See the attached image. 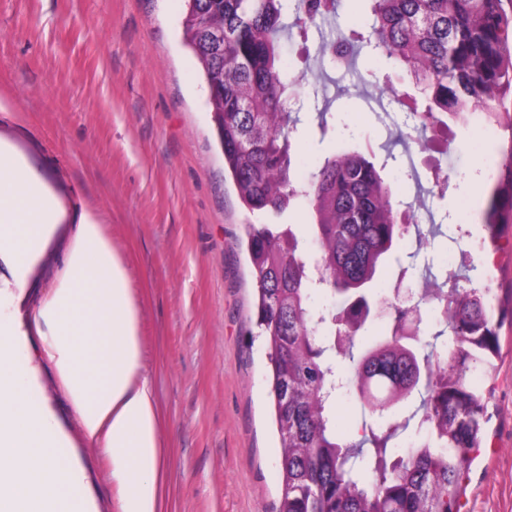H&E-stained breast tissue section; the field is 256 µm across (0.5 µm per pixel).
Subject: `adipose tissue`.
I'll use <instances>...</instances> for the list:
<instances>
[{
    "mask_svg": "<svg viewBox=\"0 0 512 512\" xmlns=\"http://www.w3.org/2000/svg\"><path fill=\"white\" fill-rule=\"evenodd\" d=\"M42 173L0 139V262L34 265L65 220ZM46 354L87 443L112 458L122 512H157L161 470L154 389L143 373L129 273L96 215L82 212L54 288L35 315ZM19 328L0 324V512H86L49 406L31 398L37 369L21 361Z\"/></svg>",
    "mask_w": 512,
    "mask_h": 512,
    "instance_id": "obj_1",
    "label": "adipose tissue"
}]
</instances>
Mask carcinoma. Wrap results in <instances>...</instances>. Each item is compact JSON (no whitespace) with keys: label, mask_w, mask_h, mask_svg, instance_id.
Listing matches in <instances>:
<instances>
[{"label":"carcinoma","mask_w":512,"mask_h":512,"mask_svg":"<svg viewBox=\"0 0 512 512\" xmlns=\"http://www.w3.org/2000/svg\"><path fill=\"white\" fill-rule=\"evenodd\" d=\"M182 41L196 58L209 87L208 106L224 154V168L245 208L279 222L245 225L256 283L257 325L268 348V383L280 438L279 512H460L462 483L491 419L485 391L469 376L496 371L499 331L512 311L497 309L487 288H465L458 269L434 287L411 294L416 309L439 307L446 351L405 335L407 319L398 297H382L383 333L353 354L355 337L369 316V296L383 268L399 262V241L415 236L413 204L395 198L392 183L374 155L341 147L322 157L305 179L297 175L294 135L301 123L293 104L299 88L325 63L346 68L363 49L386 61L370 72L380 96L396 100L410 82L418 96L408 108L413 130L448 133V122L466 131L472 114L512 129V11L504 0H368L369 20L336 32L341 0H183ZM224 29V49L206 33ZM320 31L315 57L300 56L297 68L284 55L287 44L306 48ZM298 205L308 209L309 236L280 222ZM482 220L490 238L512 223V145L502 154ZM319 245L323 282L313 279L308 240ZM336 299V310L310 306L312 294ZM353 358L350 375L336 356ZM422 396L414 436L396 439L410 420L398 408ZM352 394L370 412L357 437L337 428L335 398Z\"/></svg>","instance_id":"cac0c4a2"}]
</instances>
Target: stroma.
Instances as JSON below:
<instances>
[{
	"mask_svg": "<svg viewBox=\"0 0 512 512\" xmlns=\"http://www.w3.org/2000/svg\"><path fill=\"white\" fill-rule=\"evenodd\" d=\"M182 0H0V139L44 172L67 211L45 254L16 274L0 266V320L22 325V360L39 369L45 399L65 436L91 512H121L125 490L112 461L83 438L57 371L44 353L32 316L52 288L81 211L96 213L130 274L144 368L159 421L161 472L157 512H278L279 441L270 415L267 351L257 336L255 280L240 244L257 217L224 177L208 89L180 41ZM345 70L327 71L319 90L303 87L299 172L338 141L372 142L377 160L405 197H420L411 219L442 226L433 246L401 242L399 265L384 287L417 289L441 274L449 257L470 253L469 277L487 285L496 307L512 310V224L500 251L472 248L492 179L485 159L512 142L439 138L437 150L389 143L405 106L367 94ZM328 108L335 139H320L316 111ZM389 150H382V143ZM415 162L419 181L406 178ZM450 176L433 186V169ZM408 266L399 278L400 266ZM487 443L464 481L460 512H512V324L500 330Z\"/></svg>",
	"mask_w": 512,
	"mask_h": 512,
	"instance_id": "35a3bbf8",
	"label": "stroma"
}]
</instances>
